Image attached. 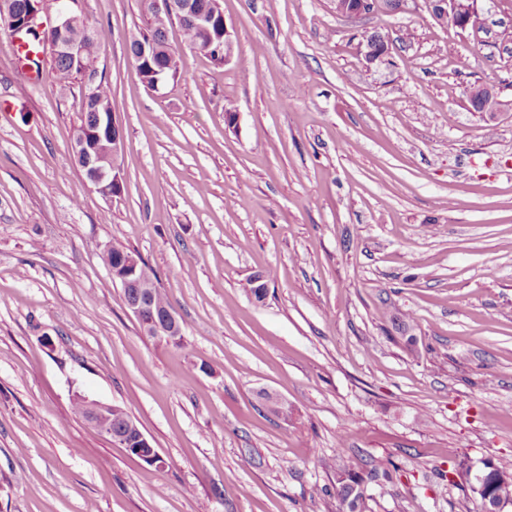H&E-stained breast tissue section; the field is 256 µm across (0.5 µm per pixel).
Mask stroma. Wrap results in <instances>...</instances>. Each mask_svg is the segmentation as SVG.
Returning a JSON list of instances; mask_svg holds the SVG:
<instances>
[{
    "label": "stroma",
    "instance_id": "stroma-1",
    "mask_svg": "<svg viewBox=\"0 0 512 512\" xmlns=\"http://www.w3.org/2000/svg\"><path fill=\"white\" fill-rule=\"evenodd\" d=\"M480 7L461 30L429 0L352 22L224 0L231 60L184 50L152 93L140 0H79L124 131L110 199L70 157L86 81L22 89L0 25V512H339L345 460L382 468L362 512H480L448 473L512 464V0ZM368 31L391 64L366 68ZM477 85L499 111H472ZM108 246L156 271L182 346L143 336ZM78 395L124 408L163 467ZM86 402L91 416V424L94 427L112 436V440L117 442L118 445L124 448L135 449L137 454L147 463L158 467L162 466V457L139 429L132 417H126L123 427L114 430L110 425V419L112 418L110 411L113 405L88 399H86ZM131 435L135 437L134 441L130 440ZM133 444H135V448H131Z\"/></svg>",
    "mask_w": 512,
    "mask_h": 512
}]
</instances>
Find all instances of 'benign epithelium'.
Instances as JSON below:
<instances>
[{"label": "benign epithelium", "mask_w": 512, "mask_h": 512, "mask_svg": "<svg viewBox=\"0 0 512 512\" xmlns=\"http://www.w3.org/2000/svg\"><path fill=\"white\" fill-rule=\"evenodd\" d=\"M143 3L148 13L156 10L158 14H164L175 21H191L201 34L205 50L210 51L217 47L215 41L219 40L221 45L217 48L224 51V61L227 62L232 57V33L217 13L199 10L193 0H143ZM433 6L444 14L455 16L460 27L464 29L474 27L480 22L478 0H437ZM330 8L336 16L350 21L365 15L364 8L359 7L350 11L339 0H330ZM49 9L50 0H27L20 12L14 10L12 0H0V11L8 14L14 34L28 37L45 29L54 30L59 33V40L44 43L50 53H66L72 58L73 65L84 67L89 72L96 69L97 59L90 44L83 37L79 16L74 9L66 7L57 10L55 23L48 25L43 21V15ZM122 145V128L115 114L100 112L97 129L81 134L79 141L71 147L72 160L82 170L85 180L92 183L108 182L116 187L112 192L114 197L120 195L117 187L121 185L117 166L114 165L109 170L100 168L98 155L101 151L107 150L115 158ZM140 266L141 259L135 254L125 255L120 260L118 270L121 271L122 286L136 289L133 297L127 302V310L142 326L145 336H152L160 342L180 336L181 327L174 314L159 315L155 312L150 299L153 285L143 284L137 278ZM87 406L94 427L111 436L113 441L124 448L135 447L137 454L147 463L162 466V457L133 419L125 418L123 427L115 430L110 425L112 405L89 400ZM456 474L463 477L470 491L479 500L488 497L495 480L494 468L485 461L478 465L469 459L463 460L457 464Z\"/></svg>", "instance_id": "7a95c632"}]
</instances>
